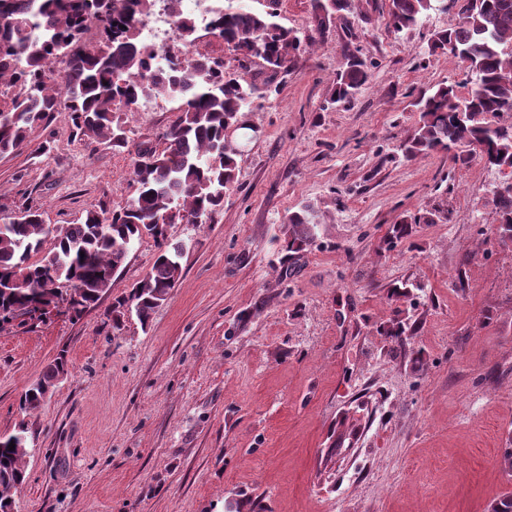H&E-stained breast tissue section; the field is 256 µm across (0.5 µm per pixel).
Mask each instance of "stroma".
I'll return each mask as SVG.
<instances>
[{"instance_id": "1", "label": "stroma", "mask_w": 512, "mask_h": 512, "mask_svg": "<svg viewBox=\"0 0 512 512\" xmlns=\"http://www.w3.org/2000/svg\"><path fill=\"white\" fill-rule=\"evenodd\" d=\"M314 2H279V22L314 44L273 94L261 59L243 68L201 39L256 85L258 136L213 223L168 225L169 242L189 247L148 326L112 322L114 300L154 261L147 237L80 319L0 327V434L29 428L14 512H487L512 493L500 463L512 447V246L495 234L491 194L501 175L397 151L418 91L465 77L460 58L423 55L458 15L430 11L397 39L388 0H354L323 21ZM349 50L368 82L327 108ZM173 118L156 99L128 116V136L161 143ZM134 193L131 154L74 139L63 112L0 155V204L39 205L50 225ZM304 201L331 245L310 246L287 276L283 220ZM428 212L383 250L392 224ZM407 279L421 291L394 297ZM401 310L415 324L403 342L382 333ZM62 353L67 375L22 413L20 395Z\"/></svg>"}]
</instances>
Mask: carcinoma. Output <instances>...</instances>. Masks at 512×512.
<instances>
[{"mask_svg":"<svg viewBox=\"0 0 512 512\" xmlns=\"http://www.w3.org/2000/svg\"><path fill=\"white\" fill-rule=\"evenodd\" d=\"M158 0H0V155L12 154L51 112H65L75 138L90 146L129 149L124 115L141 111L157 98L175 103V117L162 146L140 142L133 154L136 195L125 206L86 211L78 224L52 232L41 207L25 204L20 218L0 223V326L18 318L36 320L60 302L78 319L112 289L113 278L134 243L153 239L157 256L146 276L112 307L119 324L136 317L141 325L175 288L184 244H170L167 225L197 228L224 208V194L235 182L241 144L227 131L253 111L256 87L224 68V61L197 51L170 49L166 67L155 70L157 50L140 39L136 18L150 14ZM177 16L186 44L200 40L198 24L166 0ZM255 11L242 4L212 6L206 34L221 40L244 60L263 62L265 85L272 88L313 45L312 37L276 21L278 0ZM459 22L431 33L424 54L433 56L455 44L466 50L468 77L462 86L444 82L421 90L414 100L418 118L399 145L413 160L446 153L459 166L474 158L491 169L512 170V125L500 123L512 112V0H452ZM350 0H316L323 17L340 14ZM434 0H389L387 27L396 35L414 29ZM100 37L89 41L87 27ZM366 61L346 54L332 80L327 106L351 102L364 89ZM464 91H459V88ZM502 244H512V190L493 188ZM420 222L403 219L384 240L392 249ZM318 210L303 204L284 220L282 266L312 245L321 233ZM66 372L57 357L22 393L19 406L38 411ZM14 450H9V444ZM29 453L27 428L0 435V512H12L14 492L25 483Z\"/></svg>","mask_w":512,"mask_h":512,"instance_id":"carcinoma-1","label":"carcinoma"}]
</instances>
